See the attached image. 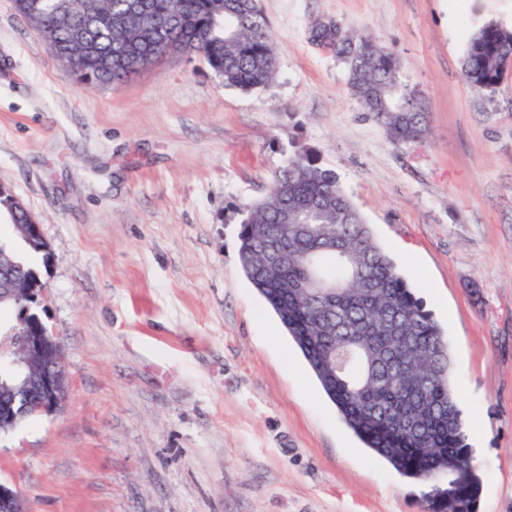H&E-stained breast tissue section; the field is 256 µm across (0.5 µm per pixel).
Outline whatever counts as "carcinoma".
Listing matches in <instances>:
<instances>
[{"mask_svg": "<svg viewBox=\"0 0 512 512\" xmlns=\"http://www.w3.org/2000/svg\"><path fill=\"white\" fill-rule=\"evenodd\" d=\"M99 0L86 15H69L38 0H14L15 10L59 60L81 67L85 84L118 85L139 70L148 54L169 44L200 55L241 91L268 86L275 61L269 22L259 0ZM85 29L75 51L71 32ZM308 39L336 51L360 106L397 143L417 142L428 131V112L399 79V64L371 41L311 26ZM476 93L492 91L512 74V29L495 21L478 27L462 63ZM0 209L14 221L32 219L0 186ZM296 215L283 233L281 213ZM238 259L244 277L274 311L301 351L345 425L402 476L418 483L447 477V487L427 493V512H474L479 480L466 444L465 420L451 381L448 340L432 313L377 241L371 225L341 188L335 172L307 152L288 157L268 194L238 209ZM285 251L269 265L265 255ZM49 254L37 239L13 232L0 239V264L16 268L17 299L31 301L29 277L38 272L24 252Z\"/></svg>", "mask_w": 512, "mask_h": 512, "instance_id": "1", "label": "carcinoma"}]
</instances>
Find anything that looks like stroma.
Segmentation results:
<instances>
[{
  "label": "stroma",
  "instance_id": "35a3bbf8",
  "mask_svg": "<svg viewBox=\"0 0 512 512\" xmlns=\"http://www.w3.org/2000/svg\"><path fill=\"white\" fill-rule=\"evenodd\" d=\"M260 5L276 75L243 92L177 52L84 85L0 0V184L51 249L68 382L61 412L0 434V479L31 512H423L428 486L363 448L239 268L237 205L307 150L447 336L476 512H512V76L484 95L461 76L512 0ZM317 22L399 59L422 141L362 110Z\"/></svg>",
  "mask_w": 512,
  "mask_h": 512
}]
</instances>
